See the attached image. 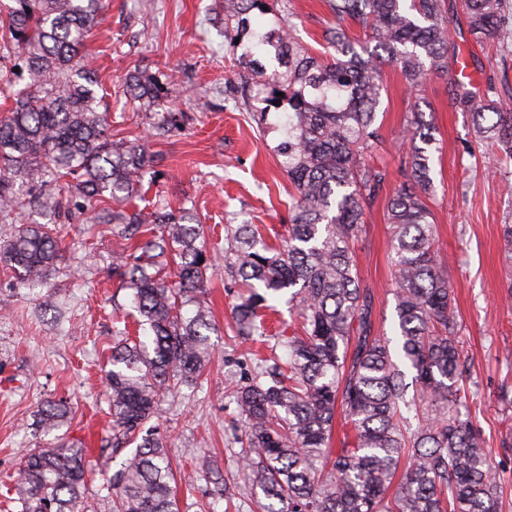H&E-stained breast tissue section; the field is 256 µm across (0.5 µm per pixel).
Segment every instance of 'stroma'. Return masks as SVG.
I'll return each mask as SVG.
<instances>
[{
  "label": "stroma",
  "instance_id": "stroma-1",
  "mask_svg": "<svg viewBox=\"0 0 512 512\" xmlns=\"http://www.w3.org/2000/svg\"><path fill=\"white\" fill-rule=\"evenodd\" d=\"M88 43L109 109L114 138H148L160 161L153 182L143 183L122 208L161 203L193 209L204 226L214 271L208 293L214 356L197 387L160 395V430L177 477L180 512H259L261 492L242 467L235 443L230 383L245 382L258 358L285 357L239 339L233 307L239 294L224 271V227L254 224L268 244L280 245L294 189L275 147L284 115L271 111L268 128L253 118L255 102L237 74L244 50L217 17L218 0H104ZM252 10L253 29L292 28L315 55L329 50L326 30L335 18L324 0H265ZM462 11L450 15L459 50L477 57L490 98L512 105V36L478 41L465 32ZM146 71L170 103L168 134L155 136L161 116L123 93L134 70ZM378 122L386 144L375 156L389 179L354 244L358 275L369 289L374 331L389 334L394 319V267L388 200L402 180L401 131L411 111L432 126L437 152L429 202L439 248L448 260L458 339L470 364L465 383L472 418L494 455L503 487L501 512H512V264L503 256L502 224L512 221V162L497 161V145L477 140L472 120L448 100L443 79L430 77L420 95L409 94L396 67H384ZM60 257L44 286L27 288L0 265V512H20L15 479L25 449L46 440L34 422L44 401L67 399L68 437L84 441L89 477L83 512H109L105 478L119 468L112 451V417L100 368L114 339L116 319L132 311L128 289L112 275L128 252L115 225L99 224L92 210L66 205L57 220ZM233 489L219 498L220 483Z\"/></svg>",
  "mask_w": 512,
  "mask_h": 512
}]
</instances>
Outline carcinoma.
I'll return each mask as SVG.
<instances>
[{
    "mask_svg": "<svg viewBox=\"0 0 512 512\" xmlns=\"http://www.w3.org/2000/svg\"><path fill=\"white\" fill-rule=\"evenodd\" d=\"M258 0H221L224 22L255 39L239 62L265 74L262 59L276 52L279 68L266 74L267 116L277 94L288 97V121L276 145L295 197L288 237L266 244L252 224L225 225L224 268L247 285L235 317L245 341L266 337L269 298L289 293L301 331L277 336L288 359L264 360L265 370L230 387L237 442L263 512H500V486L491 471L481 430L467 410L468 366L458 348L456 314L446 266L435 249L426 199L432 191V129L411 113L404 181L390 199L388 221L395 265L394 338L373 334L372 303L354 262L352 245L383 191L388 171L370 163L385 149L377 124L382 68L396 66L407 89L432 74L445 77L452 106L472 118L476 135L512 159V109L479 85L457 78L450 54L445 0H326L329 12L365 32L351 38L329 30L334 53H309L283 27L251 28ZM468 30L500 38L505 0H461ZM103 0H12L0 5V60L11 68L0 80L28 79L15 91L10 116L0 121V221H15L27 205L61 208L50 193L26 200L29 190L67 179V197L87 206L120 203L155 173L156 155L139 139H112L100 111L98 80L86 43ZM19 71H14V68ZM126 93L163 108L154 81L129 77ZM101 224L119 225L132 252L112 268L131 290L142 335L115 329L105 371L112 415V449H135L107 478L112 512H178L172 464L150 422L160 417L158 392L196 385L210 362L215 331L206 301L213 269L203 225L185 207L149 212L103 208ZM60 250L56 228L22 224L0 244V262L26 285L49 276ZM177 265L168 280V262ZM192 305V315L182 313ZM70 406L48 401L38 427L60 430ZM347 441L333 449L336 416ZM86 449L64 436L20 460L16 490L21 512H79Z\"/></svg>",
    "mask_w": 512,
    "mask_h": 512,
    "instance_id": "cac0c4a2",
    "label": "carcinoma"
}]
</instances>
